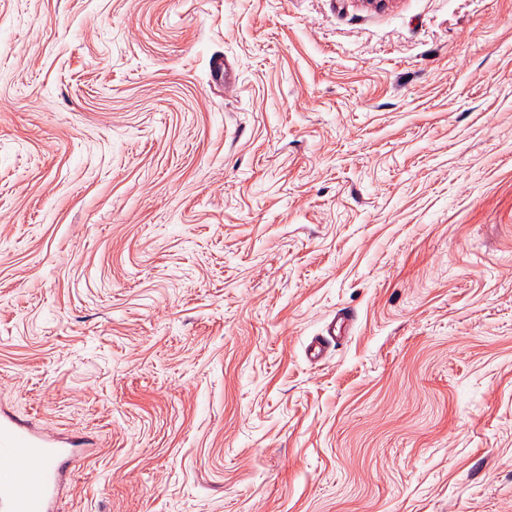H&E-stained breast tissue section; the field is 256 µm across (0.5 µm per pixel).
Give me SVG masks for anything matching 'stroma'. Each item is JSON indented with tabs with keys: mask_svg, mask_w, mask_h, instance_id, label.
Wrapping results in <instances>:
<instances>
[{
	"mask_svg": "<svg viewBox=\"0 0 512 512\" xmlns=\"http://www.w3.org/2000/svg\"><path fill=\"white\" fill-rule=\"evenodd\" d=\"M3 411L58 512H512V0H0Z\"/></svg>",
	"mask_w": 512,
	"mask_h": 512,
	"instance_id": "stroma-1",
	"label": "stroma"
}]
</instances>
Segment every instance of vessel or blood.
<instances>
[{
	"mask_svg": "<svg viewBox=\"0 0 512 512\" xmlns=\"http://www.w3.org/2000/svg\"><path fill=\"white\" fill-rule=\"evenodd\" d=\"M86 452L80 438L49 441L1 414L0 460L12 464L13 474L0 483V512H55L74 461Z\"/></svg>",
	"mask_w": 512,
	"mask_h": 512,
	"instance_id": "obj_1",
	"label": "vessel or blood"
}]
</instances>
